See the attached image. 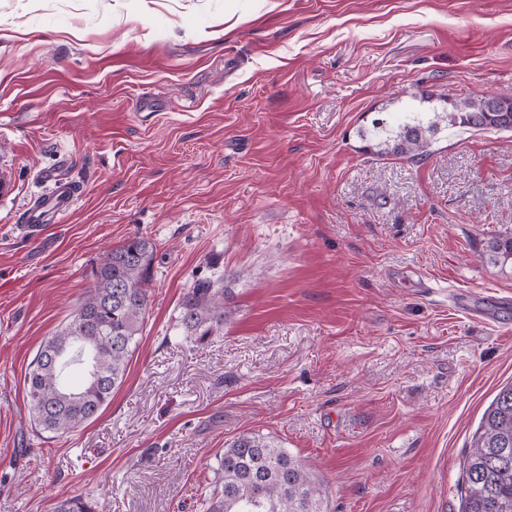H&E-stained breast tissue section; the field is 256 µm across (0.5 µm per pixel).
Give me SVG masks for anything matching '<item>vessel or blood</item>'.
I'll return each mask as SVG.
<instances>
[{
  "label": "vessel or blood",
  "instance_id": "1",
  "mask_svg": "<svg viewBox=\"0 0 512 512\" xmlns=\"http://www.w3.org/2000/svg\"><path fill=\"white\" fill-rule=\"evenodd\" d=\"M82 195L77 183L62 176L53 175L49 185L32 196L22 213L23 227L34 236L44 235L57 219L70 216Z\"/></svg>",
  "mask_w": 512,
  "mask_h": 512
}]
</instances>
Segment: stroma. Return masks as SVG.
Segmentation results:
<instances>
[{
    "instance_id": "1",
    "label": "stroma",
    "mask_w": 512,
    "mask_h": 512,
    "mask_svg": "<svg viewBox=\"0 0 512 512\" xmlns=\"http://www.w3.org/2000/svg\"><path fill=\"white\" fill-rule=\"evenodd\" d=\"M512 95V0H0V512H207L238 436L300 459L328 512H459L512 382V131L439 133L412 164L359 130L425 95ZM57 171L75 212L20 215ZM156 246L126 381L36 433L24 380L101 254ZM229 311L173 334L194 280ZM507 299L496 322L463 296ZM487 248L495 264H500L501 267L510 265L512 268V236L494 239L488 243Z\"/></svg>"
}]
</instances>
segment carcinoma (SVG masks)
Listing matches in <instances>:
<instances>
[{
	"label": "carcinoma",
	"instance_id": "1",
	"mask_svg": "<svg viewBox=\"0 0 512 512\" xmlns=\"http://www.w3.org/2000/svg\"><path fill=\"white\" fill-rule=\"evenodd\" d=\"M490 96H465L444 105L421 97L427 108L404 109L395 125L374 120L375 154L419 163L432 153L440 131H512V112L488 111ZM491 260L512 266V236L487 245ZM156 247L145 237L127 239L106 252L92 271L93 284L68 320L39 347L25 377L31 420L38 431L67 435L97 419L124 382L129 358L141 336L148 309V284ZM178 335L202 341L224 329V278H200L179 304ZM87 371L78 388L65 371ZM220 488L209 512H325L319 481L286 449L259 434L237 437L218 461ZM53 512H94L73 495ZM460 512H512V383L502 387L484 412L465 468Z\"/></svg>",
	"mask_w": 512,
	"mask_h": 512
}]
</instances>
